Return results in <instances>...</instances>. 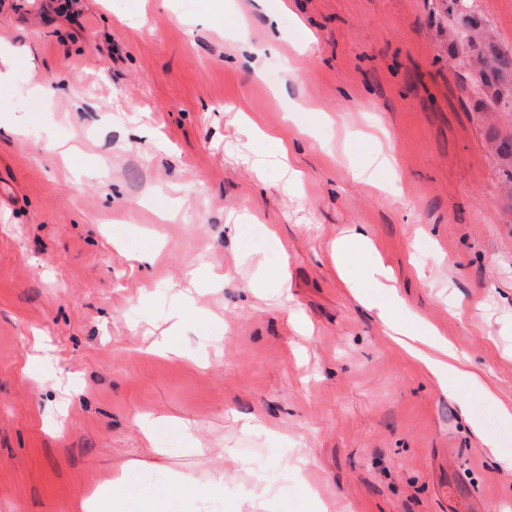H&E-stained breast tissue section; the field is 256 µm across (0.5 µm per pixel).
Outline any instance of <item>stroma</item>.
Returning a JSON list of instances; mask_svg holds the SVG:
<instances>
[{
  "instance_id": "obj_1",
  "label": "stroma",
  "mask_w": 512,
  "mask_h": 512,
  "mask_svg": "<svg viewBox=\"0 0 512 512\" xmlns=\"http://www.w3.org/2000/svg\"><path fill=\"white\" fill-rule=\"evenodd\" d=\"M138 8L0 0V512H72L133 461L145 487L223 469L228 506L259 481L275 512H512V442L467 423L482 392L442 394L353 299L371 254L340 270L332 251L364 229L406 308L512 407V205L448 0ZM272 21L280 57L224 38L242 22L261 47ZM283 266L279 300L259 283ZM170 334L176 354L150 353ZM138 415L170 418L156 445ZM251 415L266 432H241Z\"/></svg>"
}]
</instances>
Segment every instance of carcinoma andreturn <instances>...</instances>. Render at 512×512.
Wrapping results in <instances>:
<instances>
[{
    "label": "carcinoma",
    "instance_id": "1",
    "mask_svg": "<svg viewBox=\"0 0 512 512\" xmlns=\"http://www.w3.org/2000/svg\"><path fill=\"white\" fill-rule=\"evenodd\" d=\"M448 13L455 16L456 35L466 49L468 65L480 78L477 87L487 107L512 118V51L503 50L489 35L479 0H448ZM491 142L504 161L500 179L512 199V138L494 135Z\"/></svg>",
    "mask_w": 512,
    "mask_h": 512
}]
</instances>
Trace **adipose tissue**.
Wrapping results in <instances>:
<instances>
[{
	"instance_id": "adipose-tissue-1",
	"label": "adipose tissue",
	"mask_w": 512,
	"mask_h": 512,
	"mask_svg": "<svg viewBox=\"0 0 512 512\" xmlns=\"http://www.w3.org/2000/svg\"><path fill=\"white\" fill-rule=\"evenodd\" d=\"M366 277L374 287L370 293H356L355 298L366 309L388 325L398 336L411 340L410 353L433 376L440 390L455 394L460 385L481 388L486 400L497 403L494 391L485 388L481 376L469 369L447 338L439 336L419 317L406 309L391 286V270L382 261L370 262ZM136 464H129L113 474L91 493L80 498L75 512H126L129 503H136L138 512H169L173 499L187 500L191 512H205L208 503L224 498V472L216 469L205 478L174 474L164 486L146 490L135 480Z\"/></svg>"
}]
</instances>
